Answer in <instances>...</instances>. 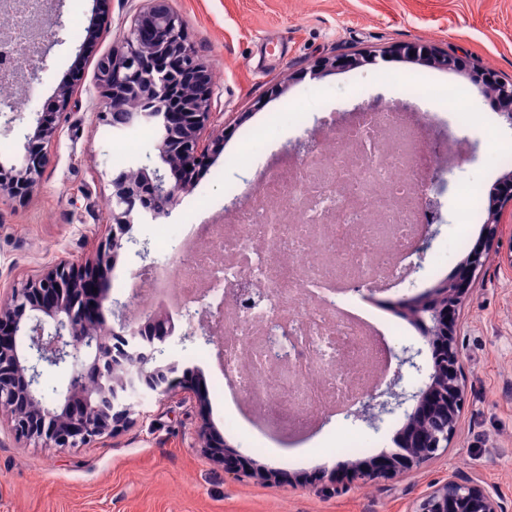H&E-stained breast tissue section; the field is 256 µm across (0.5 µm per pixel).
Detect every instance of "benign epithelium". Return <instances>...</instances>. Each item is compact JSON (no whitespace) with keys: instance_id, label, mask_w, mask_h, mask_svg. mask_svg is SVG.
I'll return each instance as SVG.
<instances>
[{"instance_id":"7a95c632","label":"benign epithelium","mask_w":512,"mask_h":512,"mask_svg":"<svg viewBox=\"0 0 512 512\" xmlns=\"http://www.w3.org/2000/svg\"><path fill=\"white\" fill-rule=\"evenodd\" d=\"M428 61L443 69L460 64L447 53L424 50ZM483 93L494 97L512 122V80L473 72ZM100 104L96 118L121 132L150 125L157 132L155 161L117 175L111 181L112 211L105 249L74 266L58 262L44 267L20 285L0 293V404L9 407L12 430L37 448L84 447L110 436L134 413L132 398L147 389L158 397L181 393L201 396L188 378L175 377L178 364L164 359L157 343L174 326L155 312L139 311L137 293L116 303L118 328L114 342L101 339L109 328L104 314L110 289H97V307L83 300L86 282L102 271L109 257L123 247L134 224L166 216L181 194L191 189L182 176L193 164L206 163L224 144V125L215 120L214 96L207 67L196 54L183 17L169 0H142L130 27L112 43L98 62ZM72 83L59 87L54 112L36 113L33 131L24 135L20 161L0 163V199L16 198L36 189L48 163L47 146L60 126V112L71 97ZM137 100L133 111L117 107ZM512 225V173L493 189L491 217L483 226L481 243L457 265L451 279L416 296L389 299L419 330L424 343L440 347L429 372L415 391L399 392L403 367L416 373L415 357L422 350L390 349L397 362L346 410L345 418L378 429L385 414L403 410L404 423L395 449L382 453L376 468L339 461L336 469L348 478L324 484L318 493L329 497L350 485L379 484L418 470L448 453L457 434L464 405L461 352L457 343L460 311L477 275L485 268L493 246ZM69 363L73 374L66 394L49 400L41 388L42 364ZM412 512H500L494 494L473 480L456 475L437 483Z\"/></svg>"}]
</instances>
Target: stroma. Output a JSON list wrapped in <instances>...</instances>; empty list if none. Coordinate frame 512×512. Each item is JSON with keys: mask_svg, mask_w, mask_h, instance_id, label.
Listing matches in <instances>:
<instances>
[{"mask_svg": "<svg viewBox=\"0 0 512 512\" xmlns=\"http://www.w3.org/2000/svg\"><path fill=\"white\" fill-rule=\"evenodd\" d=\"M186 20L189 38L214 80L226 126L224 147L200 173L190 192L160 221L134 225L111 262L107 285L125 298L143 268L171 263L193 224L224 219L240 190L255 184L264 165L306 132L325 129L343 109L377 98L402 97L427 115L440 132L454 130L476 144L471 161L448 175L439 189L438 234L422 266L399 286L413 295L454 276L458 262L481 241L465 216L467 194L489 196L508 167L496 162L512 148V123L490 104L472 79L473 69L512 79V0H169ZM135 0H54L50 14L62 26L26 86L29 109L52 105L59 85H77L61 120L41 184L21 200L0 201V290L13 287L42 266L81 263L100 246L116 174V133L95 120L97 63L115 33L131 24ZM107 27L91 39L76 34ZM428 46L460 57L442 70L394 45ZM340 55L358 57L353 67L331 66ZM259 144L245 154L243 136ZM175 330L165 355L190 376L206 409L173 396L149 399L134 420L111 436L51 454L26 444L0 412V512H411L415 502L448 474L480 478L512 512V237L506 236L477 278L460 315L465 400L457 436L441 459L404 477L350 488L325 499L311 475L330 476L342 456L343 436H358L370 460L392 450L402 413L385 416L379 429L361 421H323L316 434L293 446L269 440L242 416L228 411L229 388L217 358H202L200 341L184 339L202 314L158 305ZM207 416L219 443L238 456L237 471L196 446L192 432ZM264 466L272 482L247 477Z\"/></svg>", "mask_w": 512, "mask_h": 512, "instance_id": "obj_1", "label": "stroma"}]
</instances>
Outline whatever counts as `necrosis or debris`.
<instances>
[{"label":"necrosis or debris","mask_w":512,"mask_h":512,"mask_svg":"<svg viewBox=\"0 0 512 512\" xmlns=\"http://www.w3.org/2000/svg\"><path fill=\"white\" fill-rule=\"evenodd\" d=\"M17 46L0 60L13 93L35 53L26 16L0 6ZM447 141L396 100L350 114L271 168L219 227L201 224L168 267L142 278L143 301L171 306L210 293L222 302V373L266 429L300 437L334 416L386 359L393 326L357 313L355 287H392L414 265L418 228L434 221L421 187L446 163ZM290 336L288 366L263 370L268 339Z\"/></svg>","instance_id":"1"}]
</instances>
